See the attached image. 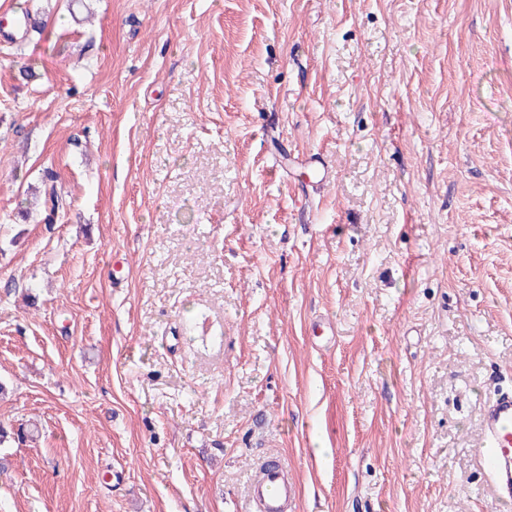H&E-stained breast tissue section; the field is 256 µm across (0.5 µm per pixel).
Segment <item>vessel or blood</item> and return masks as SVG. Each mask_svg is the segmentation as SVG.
<instances>
[{"instance_id": "1", "label": "vessel or blood", "mask_w": 512, "mask_h": 512, "mask_svg": "<svg viewBox=\"0 0 512 512\" xmlns=\"http://www.w3.org/2000/svg\"><path fill=\"white\" fill-rule=\"evenodd\" d=\"M484 444L479 450L494 497L512 502V391L500 390L482 407ZM295 497L288 468L281 462H264L249 487L252 512H287Z\"/></svg>"}]
</instances>
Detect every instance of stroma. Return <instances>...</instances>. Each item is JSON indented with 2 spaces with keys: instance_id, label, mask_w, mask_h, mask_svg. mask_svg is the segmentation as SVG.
Here are the masks:
<instances>
[{
  "instance_id": "35a3bbf8",
  "label": "stroma",
  "mask_w": 512,
  "mask_h": 512,
  "mask_svg": "<svg viewBox=\"0 0 512 512\" xmlns=\"http://www.w3.org/2000/svg\"><path fill=\"white\" fill-rule=\"evenodd\" d=\"M32 6L22 41L0 0V512H250L270 457L293 512H512L478 456L512 0Z\"/></svg>"
}]
</instances>
